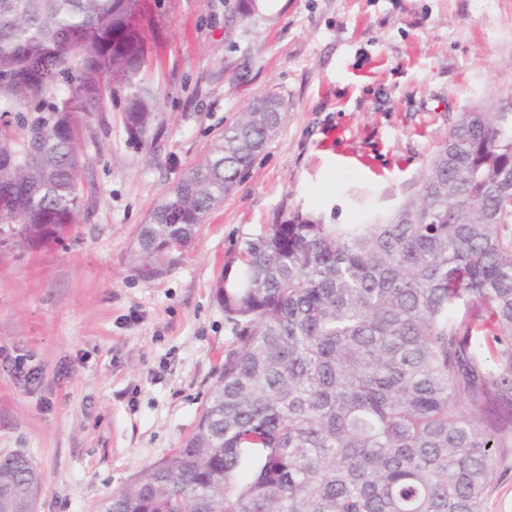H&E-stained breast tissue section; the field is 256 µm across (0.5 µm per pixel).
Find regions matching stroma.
<instances>
[{
  "label": "stroma",
  "instance_id": "stroma-1",
  "mask_svg": "<svg viewBox=\"0 0 512 512\" xmlns=\"http://www.w3.org/2000/svg\"><path fill=\"white\" fill-rule=\"evenodd\" d=\"M146 5L148 143L129 136L117 90L81 146L77 238L0 247V454L34 461L37 512H104L191 435L237 345L215 287L246 237L296 213H390L462 112L512 92V0H281L244 18L224 0ZM265 96L282 105L276 134L191 244L143 278L140 225ZM482 512H512V447Z\"/></svg>",
  "mask_w": 512,
  "mask_h": 512
}]
</instances>
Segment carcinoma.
I'll list each match as a JSON object with an SVG mask.
<instances>
[{
  "mask_svg": "<svg viewBox=\"0 0 512 512\" xmlns=\"http://www.w3.org/2000/svg\"><path fill=\"white\" fill-rule=\"evenodd\" d=\"M142 0H0V230L80 224V142L113 85L147 140ZM281 112L247 110L142 225L158 275L243 181ZM239 336L182 446L105 512H481L512 440V120L463 112L420 193L374 224L294 215L244 240L216 284ZM497 350L495 365L482 350ZM28 458L0 457V512Z\"/></svg>",
  "mask_w": 512,
  "mask_h": 512,
  "instance_id": "1",
  "label": "carcinoma"
}]
</instances>
